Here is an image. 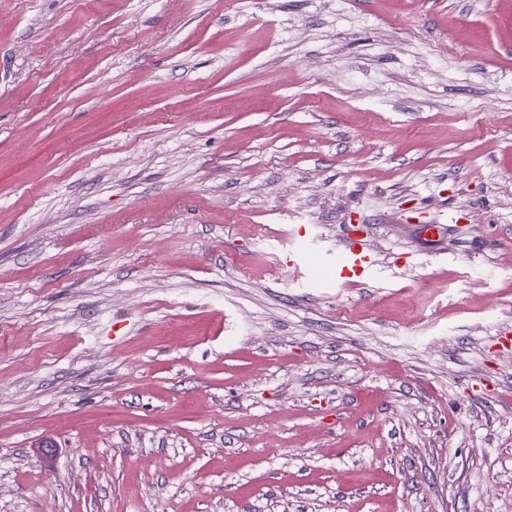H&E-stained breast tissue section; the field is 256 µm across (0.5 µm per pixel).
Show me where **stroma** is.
I'll return each instance as SVG.
<instances>
[{
  "label": "stroma",
  "mask_w": 512,
  "mask_h": 512,
  "mask_svg": "<svg viewBox=\"0 0 512 512\" xmlns=\"http://www.w3.org/2000/svg\"><path fill=\"white\" fill-rule=\"evenodd\" d=\"M0 512H512V0H0ZM360 233L351 229V244L348 250L336 260L331 267L333 278L337 282H357L366 284L370 281L376 259L362 240Z\"/></svg>",
  "instance_id": "obj_1"
}]
</instances>
